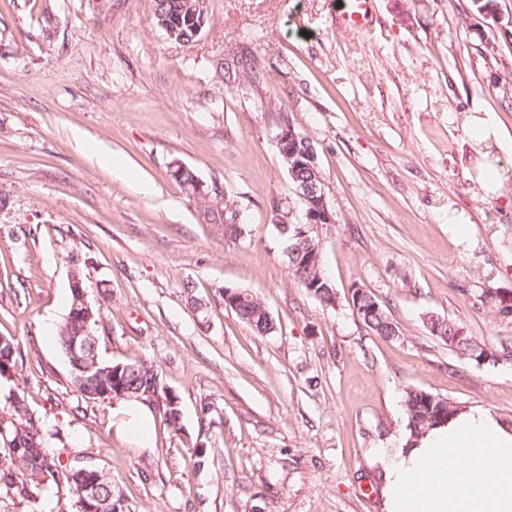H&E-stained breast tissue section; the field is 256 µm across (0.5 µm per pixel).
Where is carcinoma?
I'll use <instances>...</instances> for the list:
<instances>
[{"mask_svg": "<svg viewBox=\"0 0 512 512\" xmlns=\"http://www.w3.org/2000/svg\"><path fill=\"white\" fill-rule=\"evenodd\" d=\"M155 24L166 33L174 34V41L184 44L197 40L202 25L207 22L205 0H153ZM298 143L293 152L282 153L280 158L287 172L295 178H306L305 164L309 150L315 149L311 138L302 131H296ZM170 175L179 182L195 199L202 223L209 224L226 239L238 240L246 234L244 218L240 210L225 193L218 189L198 192L199 179L188 167L171 162ZM272 224L278 234L287 239L289 247L298 248L300 240L296 229L300 223L292 215L288 203L274 200L271 204ZM310 246L299 255L287 254L288 267L294 281L309 295L326 308L336 307V289L324 269L323 249L319 235L310 234ZM98 304L91 305L92 316L88 317L75 310L76 295H71L70 306L65 318L57 328L58 344L61 351L67 350L69 341L75 336L87 342L83 363L93 362L100 354L102 310L109 303L106 291L97 290ZM351 309L362 324L383 340H395L404 335L403 329L389 309L387 303L376 294L366 290H351ZM379 311L371 316L365 311L372 308ZM233 312L256 334L267 335L276 328V323L264 301L253 291L240 289L238 304ZM426 328L439 341L448 345L462 360L478 363L482 360L495 364L500 360L512 359V345L492 349L465 336L457 342L448 338L457 325L442 318L427 319ZM21 357L19 342L11 336H0V376L10 375ZM99 369L105 374L96 380H80L81 369L71 367V381L77 392L86 400L105 401L122 399L141 403L155 402V408L167 428L175 435L184 434L178 397L162 384L159 369L153 362L134 358L131 360L106 361L99 359ZM126 396L119 397V390ZM458 407L447 398L433 395L417 388H408L404 396L406 429L414 438L428 428L448 420ZM51 434L47 433L38 419L29 412L25 399L14 392L0 407V498L14 503H34L41 496L43 481L64 486L75 499L77 512H123L122 505L114 498L112 479L105 476L97 484V492L89 496L85 488L93 473L85 472L80 466L62 463L64 447L50 445Z\"/></svg>", "mask_w": 512, "mask_h": 512, "instance_id": "1", "label": "carcinoma"}]
</instances>
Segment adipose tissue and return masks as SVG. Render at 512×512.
<instances>
[{
    "mask_svg": "<svg viewBox=\"0 0 512 512\" xmlns=\"http://www.w3.org/2000/svg\"><path fill=\"white\" fill-rule=\"evenodd\" d=\"M377 455L385 512H512V426L487 409Z\"/></svg>",
    "mask_w": 512,
    "mask_h": 512,
    "instance_id": "adipose-tissue-1",
    "label": "adipose tissue"
}]
</instances>
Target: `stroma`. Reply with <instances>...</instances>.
Wrapping results in <instances>:
<instances>
[{"label":"stroma","instance_id":"stroma-1","mask_svg":"<svg viewBox=\"0 0 512 512\" xmlns=\"http://www.w3.org/2000/svg\"><path fill=\"white\" fill-rule=\"evenodd\" d=\"M342 2L206 0L197 41L179 44L153 0H0V336L21 346L0 399L19 390L126 512H383L375 451L405 437L409 387L512 424V363L462 361L424 324L512 343V313L483 302L512 298V0L489 15L375 0L361 32L340 26ZM244 54L259 81L225 86ZM282 113L312 138L336 213L319 228L333 309L293 281L271 222L272 200L295 199ZM485 118L502 135L480 147L468 123ZM174 160L236 201L243 239L200 223ZM77 267L112 294L102 357L154 361L184 435L157 418L141 443L121 402L75 391L55 332ZM227 286L257 293L275 331L226 308ZM355 286L389 300L401 338L353 315Z\"/></svg>","mask_w":512,"mask_h":512}]
</instances>
